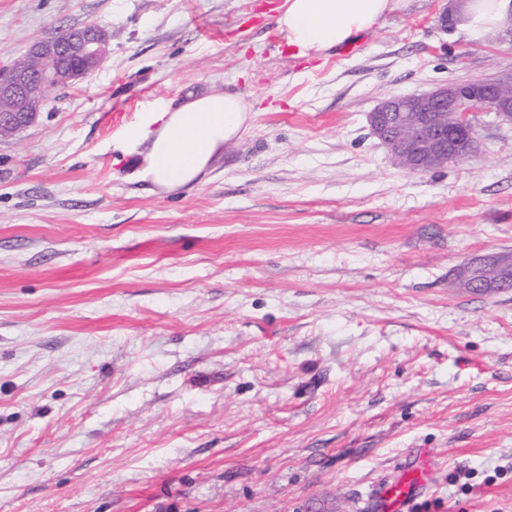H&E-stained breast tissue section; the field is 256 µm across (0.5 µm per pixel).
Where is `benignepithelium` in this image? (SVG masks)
I'll list each match as a JSON object with an SVG mask.
<instances>
[{
  "instance_id": "7a95c632",
  "label": "benign epithelium",
  "mask_w": 512,
  "mask_h": 512,
  "mask_svg": "<svg viewBox=\"0 0 512 512\" xmlns=\"http://www.w3.org/2000/svg\"><path fill=\"white\" fill-rule=\"evenodd\" d=\"M110 35L97 23L81 28L66 42L37 38L23 68L10 60L0 65V133L16 134L34 124L40 111L34 96L48 88L70 87L97 71L108 55ZM477 112H492L512 122V72L497 79L450 82L430 91L385 98L368 114L372 134L409 173L445 169L472 155L459 126ZM512 285V257L482 259L476 269L480 289Z\"/></svg>"
}]
</instances>
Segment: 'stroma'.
<instances>
[{
  "label": "stroma",
  "mask_w": 512,
  "mask_h": 512,
  "mask_svg": "<svg viewBox=\"0 0 512 512\" xmlns=\"http://www.w3.org/2000/svg\"><path fill=\"white\" fill-rule=\"evenodd\" d=\"M284 0H0V60L95 22L110 53L0 138V512H373L429 449L415 512H512V124L397 167L385 96L512 71L409 0L353 54L283 49ZM239 94L204 185L152 191L142 112ZM476 273V288H504L512 286V257L505 263L494 258L482 259Z\"/></svg>",
  "instance_id": "1"
}]
</instances>
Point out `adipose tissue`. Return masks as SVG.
Wrapping results in <instances>:
<instances>
[{
    "instance_id": "adipose-tissue-1",
    "label": "adipose tissue",
    "mask_w": 512,
    "mask_h": 512,
    "mask_svg": "<svg viewBox=\"0 0 512 512\" xmlns=\"http://www.w3.org/2000/svg\"><path fill=\"white\" fill-rule=\"evenodd\" d=\"M406 0H284L277 27L298 55L321 56L378 26ZM458 16L471 39L512 19V0H460ZM249 110L231 92H205L144 113L127 133L144 148L140 179L159 190L175 191L203 183L215 157L249 128Z\"/></svg>"
}]
</instances>
